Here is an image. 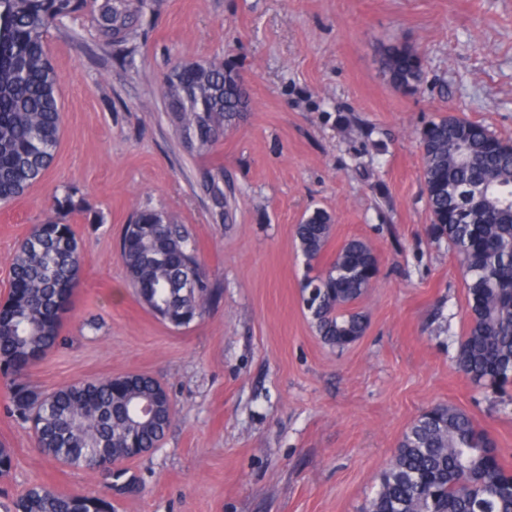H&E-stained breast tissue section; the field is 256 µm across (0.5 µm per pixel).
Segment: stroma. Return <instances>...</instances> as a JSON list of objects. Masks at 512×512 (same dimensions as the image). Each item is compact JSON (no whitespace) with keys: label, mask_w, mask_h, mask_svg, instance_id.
Listing matches in <instances>:
<instances>
[{"label":"stroma","mask_w":512,"mask_h":512,"mask_svg":"<svg viewBox=\"0 0 512 512\" xmlns=\"http://www.w3.org/2000/svg\"><path fill=\"white\" fill-rule=\"evenodd\" d=\"M393 42L422 57L416 92L380 75ZM48 49L60 145L45 176L0 206V301L19 242L77 187L82 281L29 380L50 391L145 373L175 417L158 448L126 463L139 489L122 494L43 455L0 379V445L14 456L0 504L45 484L114 512H361L406 428L439 403L490 432L512 471V384L479 388L456 369L467 293L432 230L417 140L452 113L512 141V0H161L128 58L97 45L86 12L51 30ZM216 56L236 63L249 110L198 157L158 85L176 60ZM216 173L225 216L205 189ZM139 207L176 215L221 288L187 326L158 320L127 284L119 241ZM317 208L334 218L320 267L353 238L380 263L355 305L366 330L343 348L322 340L301 299L295 228Z\"/></svg>","instance_id":"obj_1"}]
</instances>
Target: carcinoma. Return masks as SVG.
<instances>
[{
  "instance_id": "cac0c4a2",
  "label": "carcinoma",
  "mask_w": 512,
  "mask_h": 512,
  "mask_svg": "<svg viewBox=\"0 0 512 512\" xmlns=\"http://www.w3.org/2000/svg\"><path fill=\"white\" fill-rule=\"evenodd\" d=\"M86 0H0V204L40 181L59 145L61 108L47 49L51 29L80 12ZM158 0H101L91 19L98 42L130 54L139 21ZM381 73L394 89L417 90L423 75L417 49L407 42L382 51ZM160 94L169 121L187 150L210 153L248 107L244 79L222 59L180 60L164 76ZM422 177L435 233L448 240L465 266L468 329L459 346L458 372L481 388L512 381V145L480 122L448 114L417 133ZM222 176L206 191L220 210L227 204ZM484 189L460 201L448 190ZM56 215L35 225L19 244L11 289L0 313V375L14 416L32 421L39 450L75 468L99 471L112 449L130 441L154 448L174 416L166 401L157 417L134 422L140 402L154 395L152 378L84 380L49 393L27 381L28 369L61 339L63 316L80 285L83 260L68 217L84 198L66 187ZM333 217L313 210L296 226L307 274L303 301L318 334L343 348L366 330L353 304L374 282L372 248L351 239L329 267L318 269ZM120 256L127 283L161 321L186 326L218 300L186 227L167 212L138 209L124 226ZM363 512H512V472L500 462L495 439L463 411L438 404L406 430L378 477ZM13 512H111L93 495L29 487Z\"/></svg>"
}]
</instances>
